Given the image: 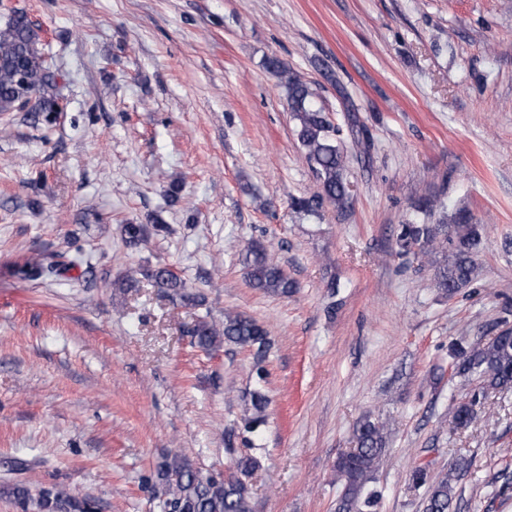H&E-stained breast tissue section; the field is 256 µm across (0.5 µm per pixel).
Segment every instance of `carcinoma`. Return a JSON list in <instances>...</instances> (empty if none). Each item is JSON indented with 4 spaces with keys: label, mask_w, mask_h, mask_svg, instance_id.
Instances as JSON below:
<instances>
[{
    "label": "carcinoma",
    "mask_w": 512,
    "mask_h": 512,
    "mask_svg": "<svg viewBox=\"0 0 512 512\" xmlns=\"http://www.w3.org/2000/svg\"><path fill=\"white\" fill-rule=\"evenodd\" d=\"M266 68L273 73L285 90L288 108L295 121V133L305 158L322 189V196L342 211L350 199L347 180V154L340 143V130L314 100V92L300 81L279 59L269 57ZM60 107L58 73L48 62L38 28L26 11L12 8L0 15V112H53ZM163 228L160 217L152 225L124 224L122 239L129 248H138L149 239V229ZM482 227L471 223L465 210L442 218L436 224L406 223L396 237L398 253L406 255L419 248L436 253L435 280L448 296L466 287L472 280ZM250 285L266 294L286 296L293 284L267 246L253 240L241 253ZM55 272L37 255L26 262L24 273L39 278ZM146 279L171 301L201 308L205 295L192 291L186 281L168 265L132 269L113 287L129 291ZM191 345L213 350L223 344L248 348L254 352V368L259 380H264L263 362L271 341L267 329L255 319L231 309L224 318L215 319L210 313L197 316L187 328ZM453 376L464 382L478 381L477 388L453 407L457 427L466 428L474 419L476 407L489 393L512 389V329H503L486 342L467 347L455 344L451 349ZM269 399L260 389L250 395V411L239 428L258 434L267 424ZM358 447L339 457L336 472L343 489L336 503V512H368L376 496L364 495L373 479L379 460L388 443L385 424L364 417L356 428ZM238 477L224 478L221 473L193 465L184 456L161 457L142 484L150 489L159 512H251V491L245 481L259 461L243 456L235 462ZM471 467V461L459 458L448 472L431 477L428 467L420 465L412 473L414 485L427 486L423 512H451L454 483ZM20 512H95V503L81 492L70 488L34 486L15 483L3 488Z\"/></svg>",
    "instance_id": "cac0c4a2"
}]
</instances>
